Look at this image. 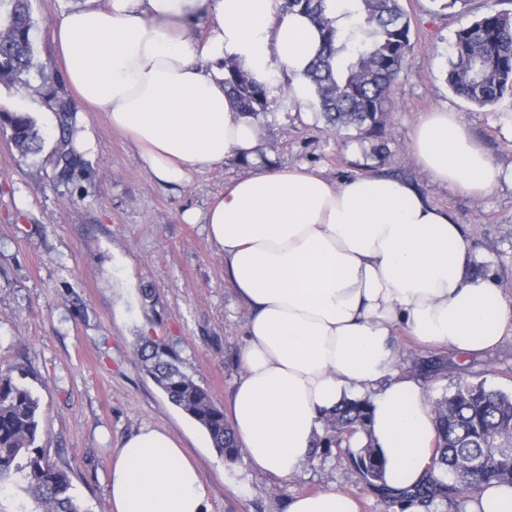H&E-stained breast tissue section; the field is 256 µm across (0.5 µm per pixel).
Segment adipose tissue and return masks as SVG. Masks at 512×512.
I'll return each mask as SVG.
<instances>
[{
    "mask_svg": "<svg viewBox=\"0 0 512 512\" xmlns=\"http://www.w3.org/2000/svg\"><path fill=\"white\" fill-rule=\"evenodd\" d=\"M278 0H85L53 37L68 90L103 110L157 182L179 187L231 155L251 161L203 223L239 297L252 311L231 424L252 468L298 475L343 399H368L371 438L395 489L417 483L436 441L433 405L400 374L392 331L405 326L426 346L475 355L512 333V301L472 276L460 224L405 180L356 176L333 183L305 166L256 164L258 127L224 91V58L256 79L292 78L305 104L304 74L322 43L305 14H277ZM206 20L197 40L192 26ZM412 155L440 184L472 195L499 180L455 113H425ZM114 512H208L202 474L166 431L127 437L108 472ZM288 512H358L329 490L294 497Z\"/></svg>",
    "mask_w": 512,
    "mask_h": 512,
    "instance_id": "adipose-tissue-1",
    "label": "adipose tissue"
}]
</instances>
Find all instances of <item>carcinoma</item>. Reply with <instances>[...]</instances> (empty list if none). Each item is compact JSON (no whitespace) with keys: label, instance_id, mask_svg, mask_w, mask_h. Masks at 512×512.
<instances>
[{"label":"carcinoma","instance_id":"cac0c4a2","mask_svg":"<svg viewBox=\"0 0 512 512\" xmlns=\"http://www.w3.org/2000/svg\"><path fill=\"white\" fill-rule=\"evenodd\" d=\"M500 0H486L485 11L455 33L447 82L453 93L480 107L512 97V10ZM0 83L27 84L34 68L30 0H0ZM280 10L306 14L322 33V47L306 71L320 112L333 128H355L377 135L394 83L412 51L410 19L401 0H280ZM224 88L242 114L253 119L265 112L268 86L224 58ZM44 104L57 117L61 137L51 158L54 177L73 180L83 160L72 144L75 110L55 93ZM0 126L10 130L23 155L37 153L42 136L27 113L0 109ZM140 360L176 407L210 436L213 448L229 462L242 450L224 408L181 370L167 347L145 339ZM424 375L448 376L441 358L421 361ZM10 372H0V489L13 485V512H83L72 493L70 470L48 459L37 444L42 415L39 397ZM437 438L426 475L415 486L393 492L384 484L385 461L368 440L371 423L366 399H345L323 417V435L311 457L356 442L350 465L368 488L392 504L408 502L430 512L439 502L463 503L486 487L512 486V393L485 382L459 384L434 402Z\"/></svg>","mask_w":512,"mask_h":512}]
</instances>
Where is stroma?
<instances>
[{"label": "stroma", "instance_id": "stroma-1", "mask_svg": "<svg viewBox=\"0 0 512 512\" xmlns=\"http://www.w3.org/2000/svg\"><path fill=\"white\" fill-rule=\"evenodd\" d=\"M83 2L31 0L38 68L28 85L0 84V109L30 113L44 136L42 151L25 157L0 129V367L32 372L43 410L40 443L51 461L69 467L83 512H112L109 464L125 438L150 426L171 433L198 465L210 489L209 512H287L292 496L330 487L353 494L361 512H403L369 490L336 449L290 479L257 472L244 457L226 463L140 366L137 347L146 336L172 349L181 369L230 407L250 310L204 225L184 223L181 215L205 210L250 166L230 157L181 187L164 186L103 113L79 102L76 122L89 125L97 150L85 155L83 173L57 182L49 158L59 132L47 125L42 100L58 88L53 31L64 11ZM402 6L413 50L381 137L353 128L324 131L316 101L294 104L281 71L257 121V157L272 167L308 166L334 183L367 174L410 181L462 224L473 275L512 298V182L499 180L473 196L434 182L410 148L421 113L445 109L495 167L512 169V97L480 108L446 82L454 35L482 13L484 0H471L463 11H440L437 0ZM393 344L404 373L437 356L453 363L447 377L422 379L429 400L479 381L512 392V335L467 358L425 348L402 327Z\"/></svg>", "mask_w": 512, "mask_h": 512}]
</instances>
